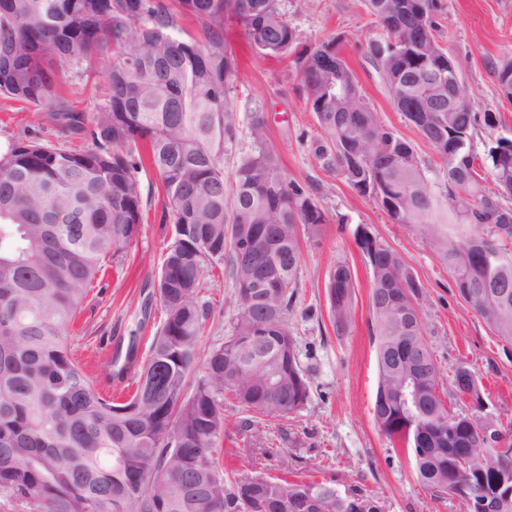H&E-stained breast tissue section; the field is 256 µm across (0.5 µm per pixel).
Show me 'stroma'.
Returning <instances> with one entry per match:
<instances>
[{
    "mask_svg": "<svg viewBox=\"0 0 512 512\" xmlns=\"http://www.w3.org/2000/svg\"><path fill=\"white\" fill-rule=\"evenodd\" d=\"M277 6L297 32L299 51L340 37L342 55L371 107L414 146L425 171H432L438 163L435 150L396 109L366 54L381 31L364 0H277ZM434 20L440 41L460 65L474 112L497 117L493 127L478 126L473 138L484 185L495 190L487 147L497 138H512V100L501 95L491 64L512 53V0H438ZM224 36L238 73L228 92L237 132L224 146L225 178H232L240 161L256 151L251 124L262 119L267 147L278 154L289 180L314 189L327 222L319 234L301 241L300 275L288 315L300 363L310 377V398L298 412L255 432L246 428L245 412L225 397L224 435L214 449L215 464L229 474L332 479L340 491L373 496L383 512H466L458 497H434L417 479L406 445L387 438L375 424L378 371L370 330V274L356 244L357 229H367L399 253L421 282L425 338L441 369L442 397L453 410L470 408L468 400L452 396L453 372L465 365L493 412L502 422L512 421V342L497 336L459 296L431 233L392 223L374 199L358 194L318 159L314 150L320 130L294 60L255 53L235 23L227 24ZM56 93L77 110L95 111L103 100L104 76L67 72ZM22 138L50 141L49 119H36L32 105L0 97V144ZM139 183V232L107 260L68 328L74 359L97 390L118 401L132 393L163 320L153 285L171 232L163 219V191L151 168L141 170ZM339 262L348 264L354 276L352 319L340 330L330 318L326 295L328 273ZM202 300L201 349L206 352L223 343L237 310L235 285L225 270L206 277Z\"/></svg>",
    "mask_w": 512,
    "mask_h": 512,
    "instance_id": "1",
    "label": "stroma"
}]
</instances>
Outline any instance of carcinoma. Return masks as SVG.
Returning a JSON list of instances; mask_svg holds the SVG:
<instances>
[{
  "label": "carcinoma",
  "instance_id": "obj_1",
  "mask_svg": "<svg viewBox=\"0 0 512 512\" xmlns=\"http://www.w3.org/2000/svg\"><path fill=\"white\" fill-rule=\"evenodd\" d=\"M383 36L367 44L384 61L392 99L416 104L443 98L416 122L440 163L430 179L414 147L371 108L331 37L295 58L308 106L320 129L316 153L360 194L377 200L395 224H421L448 266L459 296L496 334L512 341V139L488 148L497 191L477 169L473 132L493 126L489 112L448 111V62L433 16L437 0H365ZM195 18L203 39L183 38L178 16ZM236 21L251 47L269 57L293 52L296 30L276 0H0V96L38 104L61 75L106 64L104 102L87 114L63 102L49 114L56 140L90 133L68 150L16 139L0 150V512H294L308 493L316 512H352L360 491L327 482L263 475L225 477L212 460L224 434V392L257 421L294 413L310 398L288 327L300 266V235L316 234L326 216L312 190L284 175L265 147L224 178V143L236 134L227 98L236 72L224 24ZM512 78V54L494 64ZM148 148L173 226L155 283L164 313L135 393L115 402L98 392L74 360L67 329L105 259L138 234L141 145ZM265 225L279 252L257 297L250 266L224 238L242 225ZM227 263L237 313L224 342L203 355L204 275ZM378 384L373 418L407 445L419 481L435 495L468 503L512 482V423L488 411L480 387L453 393L471 413L454 412L440 395L441 369L425 338L402 332L419 311L422 285L385 244L368 261ZM508 283L510 288L502 285ZM353 278L339 262L327 296L336 328L349 321ZM202 374L193 389L188 378ZM417 399L404 398L409 390Z\"/></svg>",
  "mask_w": 512,
  "mask_h": 512
}]
</instances>
